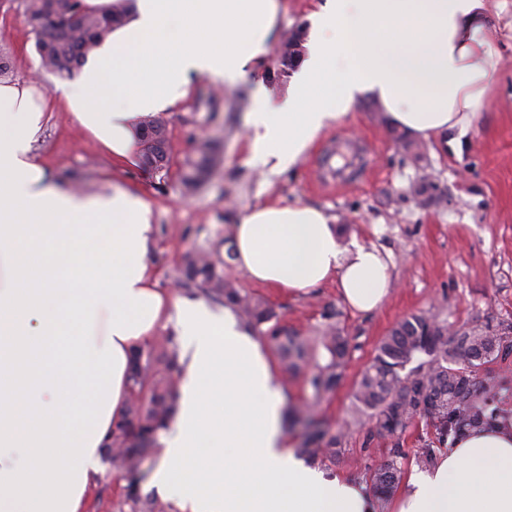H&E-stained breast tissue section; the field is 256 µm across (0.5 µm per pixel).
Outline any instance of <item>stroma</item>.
<instances>
[{
  "instance_id": "35a3bbf8",
  "label": "stroma",
  "mask_w": 512,
  "mask_h": 512,
  "mask_svg": "<svg viewBox=\"0 0 512 512\" xmlns=\"http://www.w3.org/2000/svg\"><path fill=\"white\" fill-rule=\"evenodd\" d=\"M498 50L502 82L458 154L425 143L420 157H413L376 106L361 102L322 133L296 166L274 173L250 161L245 146L252 83L231 88L194 78L183 104L164 113L174 161L191 153L198 139L220 144L219 163L193 195H183L177 170L160 176L113 160L61 106L35 155L61 185L113 184L150 200L156 216L151 258L163 288L178 285L188 255L225 256L240 215L268 198L318 207L342 224L344 237L389 253L392 288L370 314L354 312L332 281L289 294L229 269L240 288L266 300L281 324L302 335H318L324 313L335 311L352 348L339 387L318 408L342 433L336 462L324 468L365 482L390 443L369 439L368 424L353 419V393L390 328L419 313L457 327L512 323V32L502 31ZM0 51L9 56L11 80H33L44 94H55L59 79L40 67L23 0H0ZM349 144L365 156L360 178L323 181L320 161ZM157 463V455L148 456L133 485L105 469L94 482L87 512H141L143 501L159 498L149 485Z\"/></svg>"
}]
</instances>
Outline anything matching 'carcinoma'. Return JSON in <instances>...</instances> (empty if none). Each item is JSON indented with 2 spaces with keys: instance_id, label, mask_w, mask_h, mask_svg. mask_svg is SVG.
Instances as JSON below:
<instances>
[{
  "instance_id": "obj_1",
  "label": "carcinoma",
  "mask_w": 512,
  "mask_h": 512,
  "mask_svg": "<svg viewBox=\"0 0 512 512\" xmlns=\"http://www.w3.org/2000/svg\"><path fill=\"white\" fill-rule=\"evenodd\" d=\"M131 2L114 0L102 9H92L85 0H24L41 66L49 73L72 78L112 30L126 21ZM152 126L166 128L162 117L148 116L139 123L137 136L140 166L155 173L145 147L147 129ZM215 162L212 141L201 140L196 153L180 165L185 190L195 191ZM233 258L231 247L224 261L207 253L195 254L181 270L186 292L232 306L247 327L267 339L288 370L303 375L313 402L295 405L287 415L288 428L301 429L297 452L312 463L336 461L341 435L314 406L340 384L349 354L348 337L332 323V312L325 315L328 323L323 334L314 338L277 324L276 312L263 298L243 291L226 274ZM446 330L432 314H412L400 320L380 341L356 383V414L375 420V434L393 442L370 474L372 483L383 492L399 483L404 456L399 436L411 425L424 421L434 428L436 441L427 443L416 458L426 468L434 462V443L442 445L466 430L490 426L500 415L499 407L490 405L497 395L495 387L482 380L478 370L489 360L512 354V324H475L452 337ZM182 370L171 335L134 350L129 399L105 448L115 471L136 473L141 458L157 447L159 434L175 413Z\"/></svg>"
}]
</instances>
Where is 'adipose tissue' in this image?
Wrapping results in <instances>:
<instances>
[{"mask_svg":"<svg viewBox=\"0 0 512 512\" xmlns=\"http://www.w3.org/2000/svg\"><path fill=\"white\" fill-rule=\"evenodd\" d=\"M280 12L281 0H133L129 21L57 97L0 82V512H85L128 399L130 354L168 327L185 371L151 484L179 512H379L361 485L289 448L279 373L233 309L159 288L151 202L61 188L33 153L62 100L130 160L137 118L174 107L190 77L250 80ZM498 32L490 0H316L285 96L254 88L247 150L285 170L367 99L414 138L461 151L500 79ZM234 241L237 268L260 285L332 280L364 313L390 292L382 252L343 240L313 206L249 208ZM390 512H512V416L412 470Z\"/></svg>","mask_w":512,"mask_h":512,"instance_id":"ef3b65f1","label":"adipose tissue"}]
</instances>
